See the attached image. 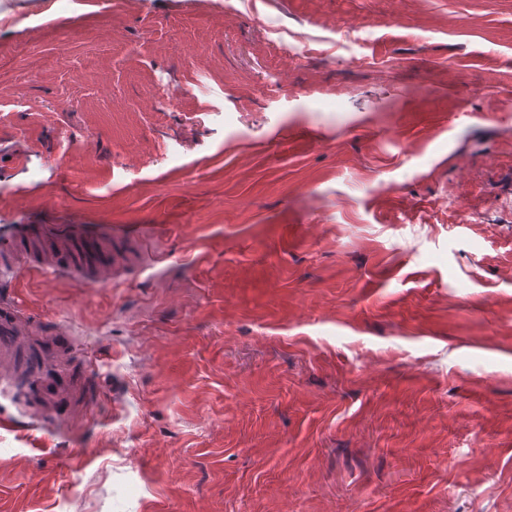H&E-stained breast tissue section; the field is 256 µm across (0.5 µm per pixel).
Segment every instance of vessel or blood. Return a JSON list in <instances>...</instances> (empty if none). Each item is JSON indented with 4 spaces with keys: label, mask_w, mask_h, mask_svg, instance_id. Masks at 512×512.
Masks as SVG:
<instances>
[{
    "label": "vessel or blood",
    "mask_w": 512,
    "mask_h": 512,
    "mask_svg": "<svg viewBox=\"0 0 512 512\" xmlns=\"http://www.w3.org/2000/svg\"><path fill=\"white\" fill-rule=\"evenodd\" d=\"M11 231L8 241H0V275L14 273L26 246L39 243L51 253L50 260L37 266L42 274H65L85 286L111 287L112 241L120 236L112 225L15 224ZM68 333L62 324L43 330L32 311L9 294L0 295V371L32 393L33 425L44 423L56 404L63 403L69 408V425L85 426L91 404L101 399L94 381L96 361L73 353L65 341Z\"/></svg>",
    "instance_id": "obj_1"
}]
</instances>
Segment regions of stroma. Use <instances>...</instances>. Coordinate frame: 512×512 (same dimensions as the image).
<instances>
[{
    "instance_id": "obj_1",
    "label": "stroma",
    "mask_w": 512,
    "mask_h": 512,
    "mask_svg": "<svg viewBox=\"0 0 512 512\" xmlns=\"http://www.w3.org/2000/svg\"><path fill=\"white\" fill-rule=\"evenodd\" d=\"M2 224L137 231L0 512H512V0H0Z\"/></svg>"
}]
</instances>
